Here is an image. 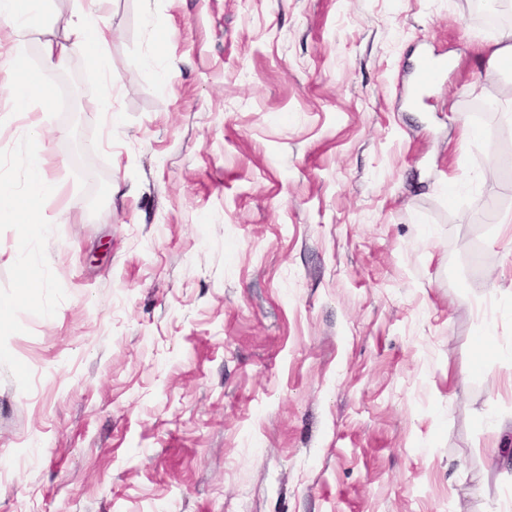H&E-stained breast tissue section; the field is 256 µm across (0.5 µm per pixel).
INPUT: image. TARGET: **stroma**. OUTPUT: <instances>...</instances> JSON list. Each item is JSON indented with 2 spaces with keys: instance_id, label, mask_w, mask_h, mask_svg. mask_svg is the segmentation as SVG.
I'll list each match as a JSON object with an SVG mask.
<instances>
[{
  "instance_id": "35a3bbf8",
  "label": "stroma",
  "mask_w": 512,
  "mask_h": 512,
  "mask_svg": "<svg viewBox=\"0 0 512 512\" xmlns=\"http://www.w3.org/2000/svg\"><path fill=\"white\" fill-rule=\"evenodd\" d=\"M80 9L111 31V76L78 41L44 65ZM499 9L50 0L0 20L23 47L0 178L40 156L56 187L39 237L0 213V512H512V360L480 346L512 340ZM426 53L450 66L416 109ZM34 74L49 99L26 117L10 86ZM48 3V0H1L0 18L10 20L18 29H25L45 16ZM495 48L491 51L488 58V67L490 71L497 69L503 59L512 57V30L503 31L495 42Z\"/></svg>"
}]
</instances>
